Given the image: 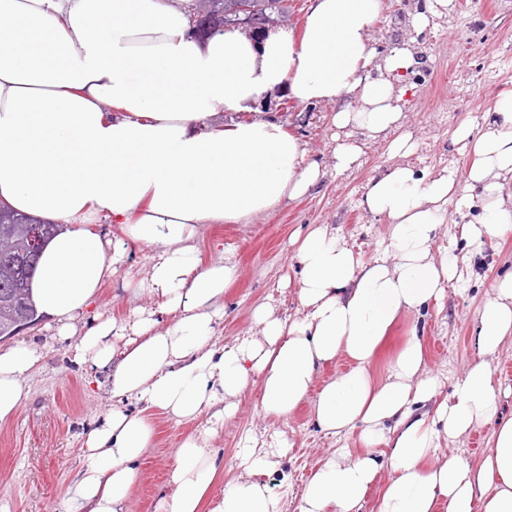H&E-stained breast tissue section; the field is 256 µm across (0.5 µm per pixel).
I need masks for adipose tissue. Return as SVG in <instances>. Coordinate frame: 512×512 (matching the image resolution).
<instances>
[{"mask_svg":"<svg viewBox=\"0 0 512 512\" xmlns=\"http://www.w3.org/2000/svg\"><path fill=\"white\" fill-rule=\"evenodd\" d=\"M381 9L382 0H314L301 39L276 32L256 42L235 30L195 38L176 0H0V201L64 222L41 254L33 299L57 338H76L75 360L106 371L113 399L85 439L89 463L66 512H125L152 441L149 420L128 402L179 422L206 415L220 424L256 385L264 414L280 418L342 356L351 365L322 387L316 420L332 436L358 432L363 449L325 458L298 512H361L383 472L377 512H436L440 504L445 512H512V416L499 413L492 374L493 358L512 341V275L479 311V357L451 398L439 399L416 335L383 380L371 372L400 313L440 302L460 277L457 257L432 251L449 199L473 213L460 227L469 245L512 229V89L497 94L492 122L457 128L455 144L474 156L465 173L421 175L400 164L413 149L401 132L400 94L365 73ZM281 87L305 103L335 104L337 128L370 138L397 131V164L371 179L361 200L387 221L389 241L366 258L325 224L296 235L297 316L258 306L255 332L219 347L213 338L237 269L225 258L200 264L201 226L249 221L309 194L323 175L276 120L215 121ZM469 186L480 187L479 198L466 194ZM103 221L123 225L124 238L92 232ZM134 244L157 248L144 282L175 320L160 329L134 309L118 348L113 321L82 331L76 322ZM40 360L22 343L0 349V422L27 398L24 380ZM484 423L494 430L479 463L440 455L441 443ZM288 448L284 439L244 447L240 475L215 496L216 451L187 437L165 512H280L258 475Z\"/></svg>","mask_w":512,"mask_h":512,"instance_id":"1","label":"adipose tissue"}]
</instances>
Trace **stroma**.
Returning <instances> with one entry per match:
<instances>
[{
    "label": "stroma",
    "instance_id": "1",
    "mask_svg": "<svg viewBox=\"0 0 512 512\" xmlns=\"http://www.w3.org/2000/svg\"><path fill=\"white\" fill-rule=\"evenodd\" d=\"M427 0H383L372 28L377 57L409 46L419 64L403 75L406 93L400 107L407 116L405 132L414 145L404 162L416 172L451 168L464 173L470 154L453 143L457 127L465 121L479 125L491 120L497 93L512 88V0H452L449 7L430 14L420 30L409 24L412 14L425 10ZM336 107L307 104L287 90L265 95L249 116L276 119L298 138L323 171L321 183L310 194L283 201L273 212L244 224H207L196 246L202 264L226 257L238 269L237 278L224 293L227 314L216 331V341L230 345L253 329V311L264 303L279 316L295 315L296 287L291 280L297 268L292 237L296 232L327 224L354 252L369 257L388 241L385 219L360 204L367 183L392 165L391 136L369 138L352 132L361 148L359 167L336 173L332 150L337 133L331 123ZM463 218L456 201H449L446 221L434 241V252L458 257L463 273L446 291L443 309L433 307L401 313L387 348L374 361L375 378L386 376L390 365L409 338L419 330L428 369L441 383L442 396H450L466 367L476 359L474 330L478 312L495 282L512 274V230L485 242L481 248L460 239ZM155 255L137 245L112 280L100 288L83 320L128 318L132 308L152 310L160 325L173 322L171 314L157 311V301L147 290L133 293L125 283H140ZM36 348L41 361L26 378L29 396L13 417L0 423V512H65L70 489L88 462L83 450L86 433L112 404L103 371L72 360L69 342L55 338L48 319L14 337ZM154 435L140 458L138 484L126 512H161L160 505L173 492L171 472L182 440L191 434L208 435L218 451V466L225 481L238 477L237 454L246 436L266 442L287 438V455L273 457L263 480L280 501L282 512H296L299 495L313 469L333 450L359 449L357 434L335 438L316 424L313 400L303 401L288 416H266L259 392L249 389L235 415L219 427L207 417L179 423L160 410L149 413Z\"/></svg>",
    "mask_w": 512,
    "mask_h": 512
}]
</instances>
